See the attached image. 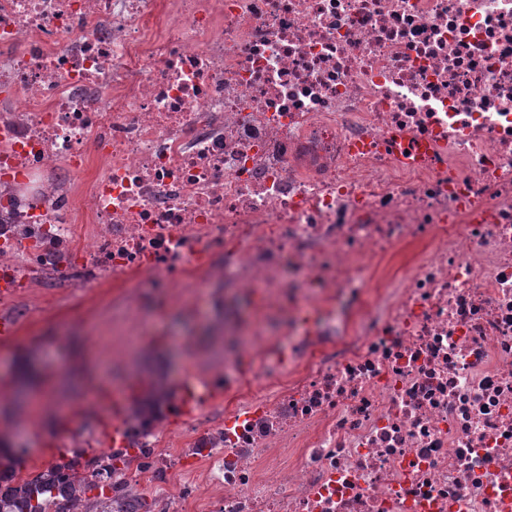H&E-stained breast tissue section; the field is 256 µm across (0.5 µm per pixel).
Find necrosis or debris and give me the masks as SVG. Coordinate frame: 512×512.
Listing matches in <instances>:
<instances>
[{"mask_svg":"<svg viewBox=\"0 0 512 512\" xmlns=\"http://www.w3.org/2000/svg\"><path fill=\"white\" fill-rule=\"evenodd\" d=\"M0 95L1 297L111 279L116 359L148 296L220 314L59 464L181 512H512V0H0Z\"/></svg>","mask_w":512,"mask_h":512,"instance_id":"obj_1","label":"necrosis or debris"}]
</instances>
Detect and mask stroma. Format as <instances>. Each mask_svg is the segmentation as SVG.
Masks as SVG:
<instances>
[{
  "label": "stroma",
  "mask_w": 512,
  "mask_h": 512,
  "mask_svg": "<svg viewBox=\"0 0 512 512\" xmlns=\"http://www.w3.org/2000/svg\"><path fill=\"white\" fill-rule=\"evenodd\" d=\"M0 317L16 325L15 336L0 341V390H5L0 408L8 410L18 431L19 443L30 446L37 469L48 466L49 425H64L76 407L96 412L91 396L113 378L132 382L164 364L170 377L179 378L188 364L180 349L167 347L150 354H131L121 370L106 362L112 344V287L88 283L57 291L35 287L23 295L0 298ZM52 372L50 386L30 382V390H43L48 404L31 410L18 387L26 360Z\"/></svg>",
  "instance_id": "35a3bbf8"
}]
</instances>
